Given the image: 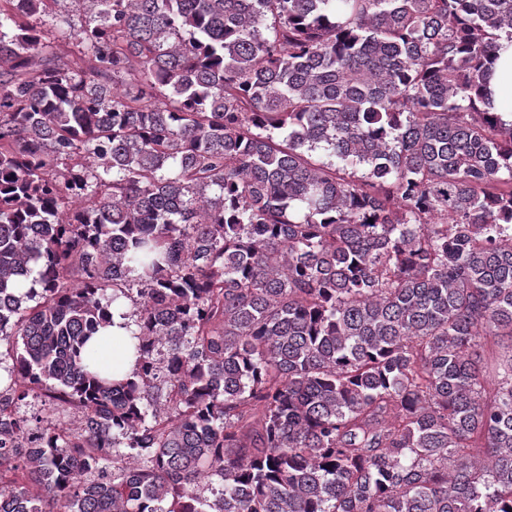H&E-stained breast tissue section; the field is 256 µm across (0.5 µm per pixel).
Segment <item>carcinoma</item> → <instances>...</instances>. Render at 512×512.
Here are the masks:
<instances>
[{"instance_id":"carcinoma-1","label":"carcinoma","mask_w":512,"mask_h":512,"mask_svg":"<svg viewBox=\"0 0 512 512\" xmlns=\"http://www.w3.org/2000/svg\"><path fill=\"white\" fill-rule=\"evenodd\" d=\"M58 2L0 0V512H509L512 0ZM490 88L495 97L496 112H503V119L512 122V43L504 41ZM125 312V307L111 309L112 324L96 343V349L104 353L98 361L100 367L112 370L113 376L118 378L131 374L135 369V359L128 353L127 344L136 327L128 316H122Z\"/></svg>"}]
</instances>
